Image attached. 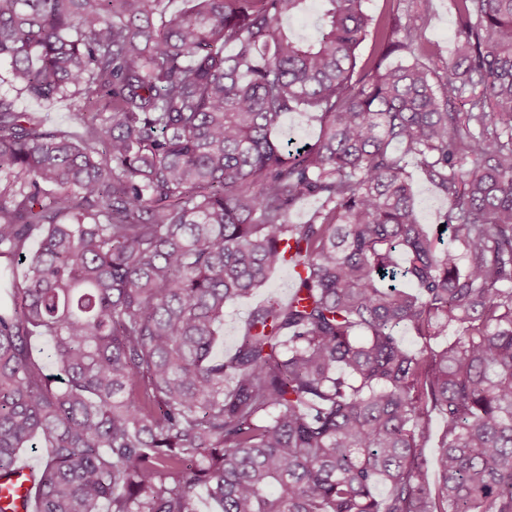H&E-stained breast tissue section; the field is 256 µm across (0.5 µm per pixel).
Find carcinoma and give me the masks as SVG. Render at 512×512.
Instances as JSON below:
<instances>
[{"label": "carcinoma", "instance_id": "cac0c4a2", "mask_svg": "<svg viewBox=\"0 0 512 512\" xmlns=\"http://www.w3.org/2000/svg\"><path fill=\"white\" fill-rule=\"evenodd\" d=\"M164 2L0 0L17 93L82 124L0 96V476L46 449L36 512H512V0H450L443 67L432 0H318L311 36L309 0ZM289 243L294 297L215 356ZM432 1V12L422 29V40L432 53L448 61L454 48L458 20L449 9L448 0ZM0 94L7 95L16 100V106L20 110L36 112L47 118V124L53 128L69 131L72 133L81 132V124L75 112H72L70 101L58 100L52 104L39 102L24 96H17L9 82L6 67L0 66ZM313 112H289L281 121V130L284 135L313 142L320 131V122ZM407 170L413 174V189L416 197L417 213L421 224H438L447 212L448 204L425 182L413 159H406Z\"/></svg>", "mask_w": 512, "mask_h": 512}]
</instances>
